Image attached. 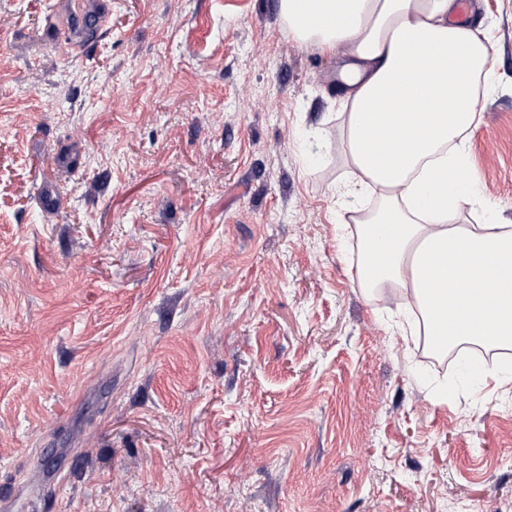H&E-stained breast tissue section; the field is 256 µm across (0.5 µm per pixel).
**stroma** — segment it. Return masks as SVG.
<instances>
[{
  "instance_id": "stroma-1",
  "label": "stroma",
  "mask_w": 512,
  "mask_h": 512,
  "mask_svg": "<svg viewBox=\"0 0 512 512\" xmlns=\"http://www.w3.org/2000/svg\"><path fill=\"white\" fill-rule=\"evenodd\" d=\"M0 16V512H512V351L446 389L357 284L345 47L279 0ZM455 16L496 76L456 221L512 225V0Z\"/></svg>"
}]
</instances>
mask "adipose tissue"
Instances as JSON below:
<instances>
[{
  "instance_id": "ef3b65f1",
  "label": "adipose tissue",
  "mask_w": 512,
  "mask_h": 512,
  "mask_svg": "<svg viewBox=\"0 0 512 512\" xmlns=\"http://www.w3.org/2000/svg\"><path fill=\"white\" fill-rule=\"evenodd\" d=\"M456 0H279L289 36L348 48L344 153L353 186L382 204L356 232L362 288L408 289L402 335L449 347H512V225L459 224L476 197L459 178L465 135L489 82L481 33L455 21Z\"/></svg>"
}]
</instances>
